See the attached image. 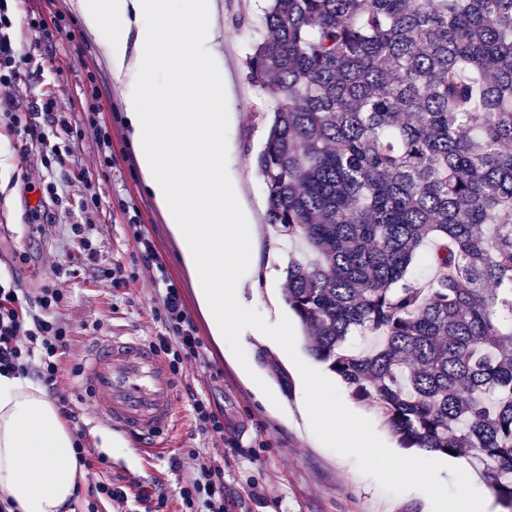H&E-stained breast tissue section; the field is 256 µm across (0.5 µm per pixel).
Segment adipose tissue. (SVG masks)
<instances>
[{"instance_id": "obj_1", "label": "adipose tissue", "mask_w": 512, "mask_h": 512, "mask_svg": "<svg viewBox=\"0 0 512 512\" xmlns=\"http://www.w3.org/2000/svg\"><path fill=\"white\" fill-rule=\"evenodd\" d=\"M128 101L146 186L179 237L215 335L234 334L227 310L261 244L238 184L224 178L231 88L215 0H71ZM83 471L72 436L41 386L0 374V498L14 512H74Z\"/></svg>"}]
</instances>
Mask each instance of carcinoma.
<instances>
[{
  "instance_id": "1",
  "label": "carcinoma",
  "mask_w": 512,
  "mask_h": 512,
  "mask_svg": "<svg viewBox=\"0 0 512 512\" xmlns=\"http://www.w3.org/2000/svg\"><path fill=\"white\" fill-rule=\"evenodd\" d=\"M261 22L256 164L303 248L284 298L308 351L512 512V0H268Z\"/></svg>"
}]
</instances>
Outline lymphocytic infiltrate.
I'll return each mask as SVG.
<instances>
[{
    "instance_id": "obj_1",
    "label": "lymphocytic infiltrate",
    "mask_w": 512,
    "mask_h": 512,
    "mask_svg": "<svg viewBox=\"0 0 512 512\" xmlns=\"http://www.w3.org/2000/svg\"><path fill=\"white\" fill-rule=\"evenodd\" d=\"M12 27L8 4L6 0H0V85L15 81L21 65L31 61L30 55L14 46ZM0 117L9 129L25 134L30 144L39 148L40 161L48 176L28 183L26 190L37 197L36 204L28 210V221L40 223L47 219L51 210L62 209L70 203L68 189L72 179L68 158L56 140L60 133L71 132L72 123L68 117L56 112L55 102L50 97L41 98L38 106L23 110L7 104ZM82 186L80 209L83 219L69 224L66 234L77 243L81 258L92 262L97 258L93 219L101 208V199L93 191L90 181H83ZM133 238L141 260L153 272L160 302L156 315L166 329L165 335L157 337L153 347L162 354L172 373H180L185 362L202 361V342L152 240L138 230L134 231ZM64 299L62 289L47 286L41 288L34 302L30 303L20 295L16 283H0V373L21 375L36 370L60 415L73 422L72 404L60 388L73 341L69 325L59 315ZM73 437L77 460L91 470L87 487L91 498L90 512H99L105 503L117 506L127 503L131 498L126 491L113 484L110 474L100 470L104 458L93 448L83 428L75 426ZM188 457L191 465L173 499L161 498L153 502L145 494L133 498L144 505L145 512H228L224 500L223 465L205 448L190 450Z\"/></svg>"
}]
</instances>
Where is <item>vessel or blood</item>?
<instances>
[{"label": "vessel or blood", "mask_w": 512, "mask_h": 512, "mask_svg": "<svg viewBox=\"0 0 512 512\" xmlns=\"http://www.w3.org/2000/svg\"><path fill=\"white\" fill-rule=\"evenodd\" d=\"M81 382L87 394L101 395L102 424L137 440L140 455L166 448L175 427L176 381L152 347L133 337L96 338Z\"/></svg>", "instance_id": "obj_1"}]
</instances>
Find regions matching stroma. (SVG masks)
Masks as SVG:
<instances>
[{
    "instance_id": "stroma-1",
    "label": "stroma",
    "mask_w": 512,
    "mask_h": 512,
    "mask_svg": "<svg viewBox=\"0 0 512 512\" xmlns=\"http://www.w3.org/2000/svg\"><path fill=\"white\" fill-rule=\"evenodd\" d=\"M70 0H20L14 17V37L32 57L19 80L0 86V100L31 106L42 94H51L56 109L75 118L72 132L59 144L69 149V166L91 177L103 212L96 226L97 263L113 268L111 280L95 281L81 269L59 286L66 294L62 315L74 336V363H82L92 339L133 336L151 343L163 333L157 319L158 301L152 272L139 259L132 232L122 211L129 203L139 211L143 232L154 241L167 273L179 288L184 305L205 346L206 361L188 362L178 375L176 428L172 450L140 456L135 442L112 433L95 417L97 402L85 398L79 379L65 375L61 387L77 412L76 418L107 456L106 468L117 484L142 485L151 495L173 497L181 482V463L187 450L202 446L191 423L193 399L211 403L224 413V498L229 512H432L429 498L419 491L399 495L384 492L374 479L362 474L354 459L326 448L304 425L299 409L304 392L295 365L270 338L249 328L241 334L248 363L240 365L224 338L215 336L201 307L197 290L184 265L179 243L149 192L126 121L127 102L115 85L98 37L88 34L69 7ZM222 29V53L235 95L224 126V175L241 183L255 211L261 251L257 269L242 268L244 283L239 301L276 323L289 309L283 288L286 268L297 255L296 244L265 222L267 197L256 167V156L268 134L274 103L247 78L244 65L255 40L262 37L258 21L264 0H216ZM44 18L65 14V33L44 35L29 28L28 13ZM249 12L250 29L237 28L234 13ZM98 70L106 93L99 100L98 119L112 136L114 165L102 169L93 131L83 119L90 98L87 73ZM22 139L0 122V277L16 281L27 297L51 283L52 266L71 251L65 226L78 208L55 212L51 223L36 228L26 219L25 181L44 178L37 151L23 152ZM27 246V263L14 261L19 246ZM266 383L273 400L263 399L258 388ZM179 467H172V460Z\"/></svg>"
}]
</instances>
